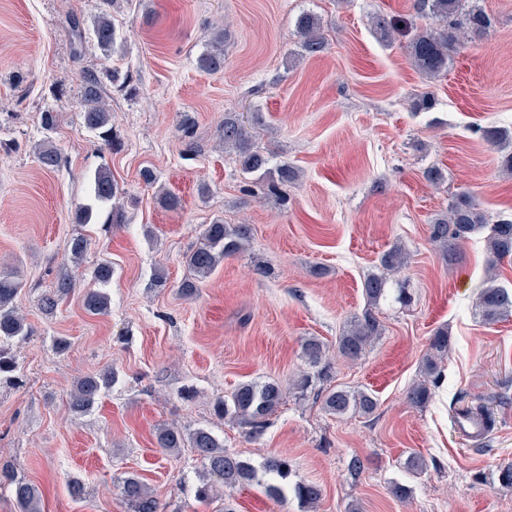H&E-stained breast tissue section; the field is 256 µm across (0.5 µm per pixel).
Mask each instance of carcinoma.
<instances>
[{
    "mask_svg": "<svg viewBox=\"0 0 512 512\" xmlns=\"http://www.w3.org/2000/svg\"><path fill=\"white\" fill-rule=\"evenodd\" d=\"M416 8L428 11L442 26L436 30L416 31L409 38L406 50L412 64L425 76L436 78L448 71L452 54L473 38L481 36L492 27L493 20L483 9L461 8V0H416ZM93 33L98 46L104 52L114 49L117 42V28L112 16L105 12L96 18ZM296 33L299 47L304 56H316L325 50L326 37L321 18L311 12H304L296 19ZM224 36L219 35L210 49L197 59V67L205 72H218L224 68ZM83 123L87 129L98 134L105 145L112 146V113L106 107L102 81L95 74L84 76L81 90ZM484 139L499 149L512 144V131L500 127L483 130ZM224 148L233 152L235 161L246 175L264 180L275 174L282 183L296 177L294 167L281 164L269 168L270 158L254 147L249 126L242 118L232 114L224 115ZM44 168L54 170L59 167L61 157L50 144H45L38 153ZM117 187L112 180V172L107 167L100 168L94 176L93 199L100 204H108L116 197ZM487 224L485 213L467 191L458 193L447 212L429 224L430 239L440 248L441 256L452 265L460 258L461 244ZM252 228L249 224H226L217 219L208 225L204 232V242L185 257L191 278L180 285L181 293L190 296L197 283L208 278L225 258L242 251L251 241ZM488 250L498 259L512 257V219H502L490 227L486 237ZM407 263V254L399 246H393L383 253L380 265L387 271H397ZM387 278L384 275L369 274L364 279L363 293L368 305L373 306L387 296ZM25 287L18 272L0 271V383L16 381L19 362L14 346L31 335V329L17 312L15 300ZM74 288L68 277L60 278L52 292L42 298V309L51 314L58 302ZM85 308L94 314H105L110 307L108 294L100 289H91L84 296ZM479 315L488 323L495 322L512 313V292L495 284V277L488 279L480 291L476 304ZM379 332V324L371 311L353 322L339 336L337 353L340 357L355 361L365 352ZM448 354V330L438 329L429 344V350L422 360L423 374L434 380L440 377L439 363ZM303 355L313 372L300 375L296 389L304 393L313 385V379L326 376V349L322 341L310 337L303 344ZM118 380L117 372L104 368L100 372L79 379L69 393V408L75 414L91 412L102 395L108 392ZM432 393L427 383H419L409 389L407 400L416 407L425 406ZM285 394L274 381H247L239 384L230 394L220 397L214 404V414L219 418L237 419L248 426V436L258 439L268 425V418L275 414L284 403ZM326 413L342 417L350 412L364 416L373 414L377 399L369 391L330 389L322 395ZM158 447L177 454L183 448H190L204 466L207 476L195 488V498L208 501L213 497V485L207 477H214L224 487L233 489L256 484L273 499L282 500L288 492L303 504L312 506L320 501L321 487L314 483L297 482L288 486L291 466L288 459L269 458L262 469L228 452L224 441L209 428L198 427L188 432L177 428L162 427L156 432ZM9 486L22 508V512H41V498L38 488L16 475L8 467L0 468V484ZM121 496L131 507L132 512H163L156 496L146 484L135 475L123 479Z\"/></svg>",
    "mask_w": 512,
    "mask_h": 512,
    "instance_id": "obj_1",
    "label": "carcinoma"
}]
</instances>
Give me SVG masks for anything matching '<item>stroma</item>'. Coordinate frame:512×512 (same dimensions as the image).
<instances>
[{"label":"stroma","mask_w":512,"mask_h":512,"mask_svg":"<svg viewBox=\"0 0 512 512\" xmlns=\"http://www.w3.org/2000/svg\"><path fill=\"white\" fill-rule=\"evenodd\" d=\"M494 19L493 28L455 53L447 73L422 75L401 41H380L376 17L429 30L436 19L414 0H0V270L25 282L17 306L32 334L15 353L22 381L0 387V464L36 485L42 512H132L122 480L137 475L166 512H512V491L497 470L512 462V315L485 322L474 303L488 271L512 289V258L489 254L484 233L447 265L429 223L465 189L489 221L512 217V177L488 127L512 128V0H463ZM111 10L122 48L98 47L93 21ZM322 16L327 45L299 54L295 21ZM224 33V69L197 67ZM116 71L132 90L105 81L114 149L85 128L82 75ZM435 104L417 110L421 95ZM58 115L54 132L42 112ZM262 113L255 145L299 172L280 196L246 179L222 145L224 115ZM191 116V132L181 128ZM62 155L59 169L38 160L43 142ZM108 166L115 205L95 204V172ZM444 176L437 184L427 168ZM151 179H144V172ZM179 197L170 211L159 191ZM89 222H79L85 208ZM248 224L246 251L226 258L179 292L185 256L208 224ZM88 240L81 263L68 251ZM409 252L398 274L412 293L403 307L381 304L380 336L360 359L332 358L330 386L371 391L374 414L327 415L314 394L298 396L305 338L335 347L343 328L367 307L364 278L394 244ZM112 266L110 309L96 315L83 297L98 264ZM164 271L165 287L153 284ZM76 285L46 314L41 300L63 275ZM448 330V354L425 407L407 391L421 379L434 332ZM71 342L57 352L53 341ZM111 367L119 378L93 411L76 415L68 396L77 379ZM277 381L285 401L261 438L212 406L245 381ZM193 386L184 400L179 391ZM484 405L494 420L485 440L469 441L454 420ZM210 428L225 448L261 466L288 458L292 481L314 482L315 508L294 496L274 501L257 486L217 488L198 502L203 466L190 449L156 445L157 428ZM418 453L427 471L405 467ZM359 459L362 468L351 472ZM85 486L73 499L69 478ZM400 484L408 498L393 496Z\"/></svg>","instance_id":"1"}]
</instances>
